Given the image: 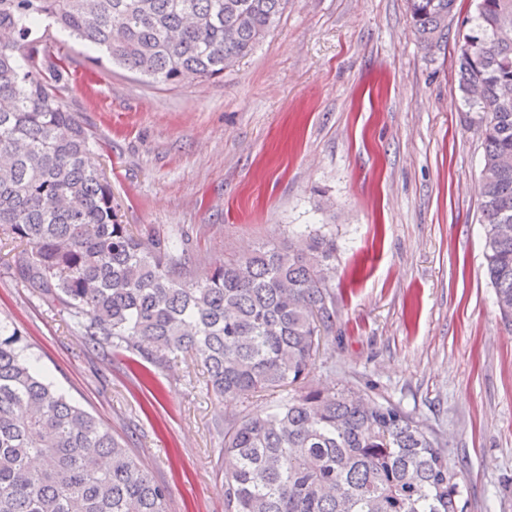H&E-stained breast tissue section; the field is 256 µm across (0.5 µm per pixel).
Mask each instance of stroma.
<instances>
[{
  "instance_id": "obj_1",
  "label": "stroma",
  "mask_w": 512,
  "mask_h": 512,
  "mask_svg": "<svg viewBox=\"0 0 512 512\" xmlns=\"http://www.w3.org/2000/svg\"><path fill=\"white\" fill-rule=\"evenodd\" d=\"M476 0L424 51L407 0H287L279 26L223 79L168 86L95 65L54 30L65 107L121 220L144 242L184 239L215 268L265 244L332 237L331 331L313 385L371 387L440 443L464 512H512V329L485 261L479 115L458 86ZM0 249V323L40 373L96 416L167 486L170 512H224V429L249 401L207 392L197 356L158 365L95 347L18 280Z\"/></svg>"
}]
</instances>
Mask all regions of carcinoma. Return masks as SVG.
I'll list each match as a JSON object with an SVG mask.
<instances>
[{
  "mask_svg": "<svg viewBox=\"0 0 512 512\" xmlns=\"http://www.w3.org/2000/svg\"><path fill=\"white\" fill-rule=\"evenodd\" d=\"M284 0H0V238L15 276L76 320L92 345L162 362L191 352L206 389L247 398L295 386L273 409L224 428V512H463L438 441L367 389L306 385L332 326L333 241L259 247L199 273L184 242L145 246L118 219L112 187L87 164L99 147L67 111L56 26L113 65L178 86L224 78L277 27ZM455 0H410L425 50ZM458 58L481 113L479 194L487 272L512 327V0H478ZM0 325V512H168L126 442L57 391Z\"/></svg>",
  "mask_w": 512,
  "mask_h": 512,
  "instance_id": "obj_1",
  "label": "carcinoma"
}]
</instances>
